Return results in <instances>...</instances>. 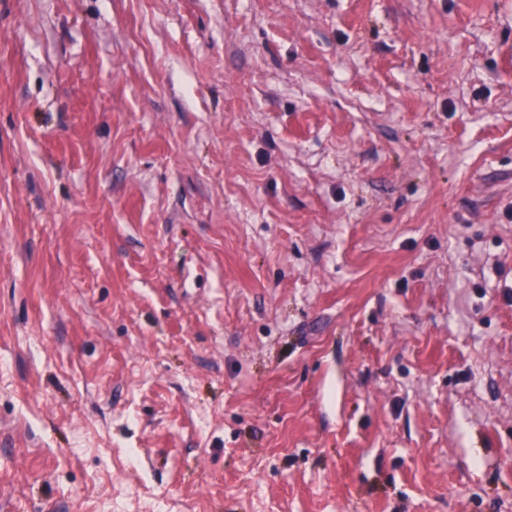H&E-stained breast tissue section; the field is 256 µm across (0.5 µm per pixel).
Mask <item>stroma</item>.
Segmentation results:
<instances>
[{
	"instance_id": "obj_1",
	"label": "stroma",
	"mask_w": 512,
	"mask_h": 512,
	"mask_svg": "<svg viewBox=\"0 0 512 512\" xmlns=\"http://www.w3.org/2000/svg\"><path fill=\"white\" fill-rule=\"evenodd\" d=\"M0 512H512V0H0Z\"/></svg>"
}]
</instances>
